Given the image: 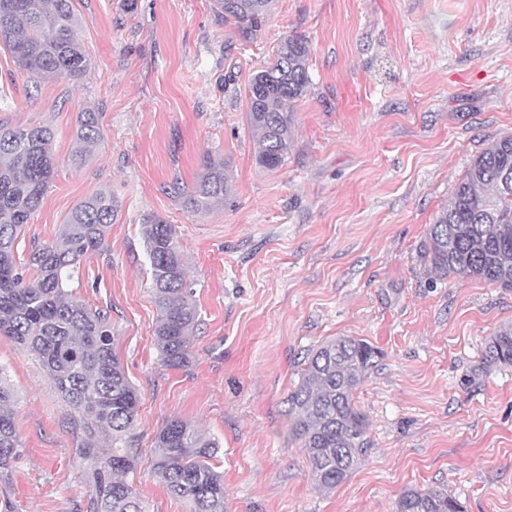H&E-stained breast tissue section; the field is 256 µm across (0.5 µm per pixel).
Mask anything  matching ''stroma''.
<instances>
[{
  "instance_id": "35a3bbf8",
  "label": "stroma",
  "mask_w": 512,
  "mask_h": 512,
  "mask_svg": "<svg viewBox=\"0 0 512 512\" xmlns=\"http://www.w3.org/2000/svg\"><path fill=\"white\" fill-rule=\"evenodd\" d=\"M89 67L26 82L0 47V123L50 125L57 170L15 243H51L99 189L121 210L68 289L110 311L113 350L140 395L133 476L144 512H189L151 473L154 438L180 418L217 439L226 512H394L405 490L444 489L463 512H512V367L464 383L484 340L512 325V289L451 276L418 255L471 162L512 134V0H273L242 41L213 0H73ZM310 46L311 84L275 170L256 159L252 75L284 35ZM102 137L71 163L80 112ZM226 162L223 205L194 213L204 156ZM173 224L201 323L188 368L164 367L140 233ZM351 336L380 357L354 395L369 448L336 490L311 481L286 435V399L308 349ZM22 456L0 512H88L84 428L40 362L0 337Z\"/></svg>"
}]
</instances>
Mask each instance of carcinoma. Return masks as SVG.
<instances>
[{"mask_svg": "<svg viewBox=\"0 0 512 512\" xmlns=\"http://www.w3.org/2000/svg\"><path fill=\"white\" fill-rule=\"evenodd\" d=\"M271 0H214L213 8L238 35L249 38L266 21ZM79 25L72 0H0V44L29 82L81 79L89 60L75 38ZM308 41L283 38L274 62L249 84L248 120L257 135V160L282 165L293 141V103L308 91ZM54 131L47 124L0 127V336L35 354L64 401L81 413L86 435L82 454L92 466L95 497L90 512H144L136 488L125 480L138 464L132 432L140 398L112 349L109 311L72 297L67 283L81 259L103 247L120 211L112 192L99 189L65 218L55 240L32 246L28 278L14 259V245L40 207L56 173ZM101 139L99 113L83 112L76 129L74 161ZM230 174L206 160L193 189L174 184L187 209L208 211L224 202ZM154 301L155 345L163 364L189 366L190 336L198 321L174 226L157 215L141 218ZM420 262L431 280L473 277L512 288V135L478 155L448 203L428 228ZM379 350L363 339L342 336L306 355L298 384L288 394V438L301 442L309 475L330 492L362 463L368 440L364 414L353 401ZM512 367V326L486 338L470 382L494 368ZM16 395L0 368V469L8 470L22 448L15 429ZM110 438L98 447L99 434ZM218 442L186 420L172 419L156 434L153 475L169 493L191 503V512H224V475L211 460ZM396 512H463L442 489H409Z\"/></svg>", "mask_w": 512, "mask_h": 512, "instance_id": "obj_1", "label": "carcinoma"}]
</instances>
